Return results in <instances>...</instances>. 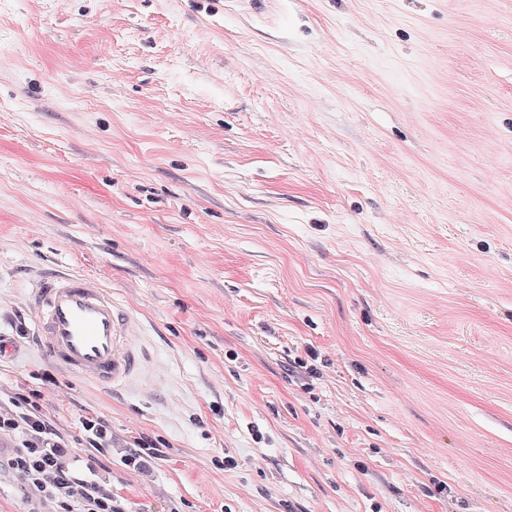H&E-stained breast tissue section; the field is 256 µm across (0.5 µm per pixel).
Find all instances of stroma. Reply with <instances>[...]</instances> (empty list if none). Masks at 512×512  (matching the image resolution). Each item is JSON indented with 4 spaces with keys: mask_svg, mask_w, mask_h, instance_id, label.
Returning a JSON list of instances; mask_svg holds the SVG:
<instances>
[{
    "mask_svg": "<svg viewBox=\"0 0 512 512\" xmlns=\"http://www.w3.org/2000/svg\"><path fill=\"white\" fill-rule=\"evenodd\" d=\"M43 268L143 376L37 349ZM0 336L126 512H512V0H0ZM23 305L41 352L70 374L104 389L130 383L144 371L140 321L112 291L77 271H40Z\"/></svg>",
    "mask_w": 512,
    "mask_h": 512,
    "instance_id": "stroma-1",
    "label": "stroma"
}]
</instances>
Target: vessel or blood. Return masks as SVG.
<instances>
[{
    "label": "vessel or blood",
    "mask_w": 512,
    "mask_h": 512,
    "mask_svg": "<svg viewBox=\"0 0 512 512\" xmlns=\"http://www.w3.org/2000/svg\"><path fill=\"white\" fill-rule=\"evenodd\" d=\"M23 305L41 352L68 373L116 389L143 372L140 321L110 289L76 271L45 270L33 276Z\"/></svg>",
    "instance_id": "obj_1"
}]
</instances>
